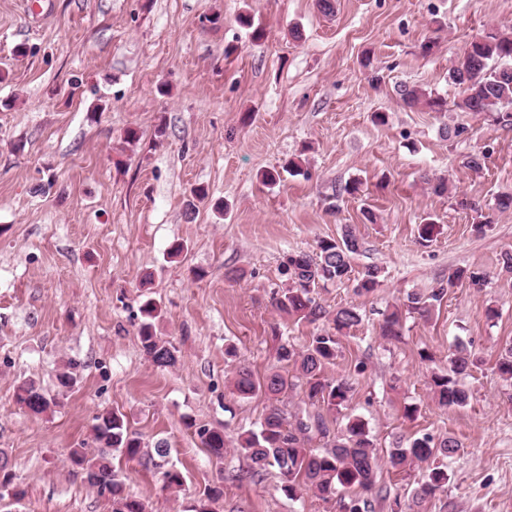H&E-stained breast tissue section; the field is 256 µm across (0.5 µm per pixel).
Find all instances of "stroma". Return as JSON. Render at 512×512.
I'll return each mask as SVG.
<instances>
[{"label":"stroma","mask_w":512,"mask_h":512,"mask_svg":"<svg viewBox=\"0 0 512 512\" xmlns=\"http://www.w3.org/2000/svg\"><path fill=\"white\" fill-rule=\"evenodd\" d=\"M334 5L326 15L316 0H0V451L23 492L0 500V512H112L69 459L91 448L105 410L125 414L144 441H165L183 474L170 489L159 469L113 457L147 512H191L218 483L220 512H337L310 493L290 499L276 472L239 479L238 455L216 462L193 429L233 438L256 427L270 401L237 398L234 368L264 377L277 337L300 349L320 330L273 308L282 259L348 228L360 241L354 272L375 265L384 281L361 297L349 283L320 289L327 309L353 301L363 315L326 376L351 380L349 412L380 452L416 432L462 442L426 512H512V384L496 371L512 345V275L499 265L512 250V210L497 208L512 193V126L410 108L399 95L419 87L457 100L451 68L473 38L512 28V0ZM246 11L262 40L238 25ZM459 125L467 132L457 137ZM130 128L134 146L123 140ZM480 151L477 174L466 162ZM295 157L305 176L262 184L263 171ZM441 179L447 192L433 193ZM353 182L357 192L344 193ZM199 185L227 211L189 212ZM476 208L491 220L479 236ZM428 218L436 231L425 244L418 228ZM177 243L184 252L169 257ZM452 266L490 282L448 287L429 317L407 316L401 337L383 340V312ZM229 268L238 280L225 279ZM149 298L162 309L158 336L177 349L164 369L139 340ZM459 342L478 358L463 378L471 402L444 411L430 371ZM72 359L77 384L66 390L56 375ZM26 379L56 406L26 413L14 399Z\"/></svg>","instance_id":"stroma-1"}]
</instances>
